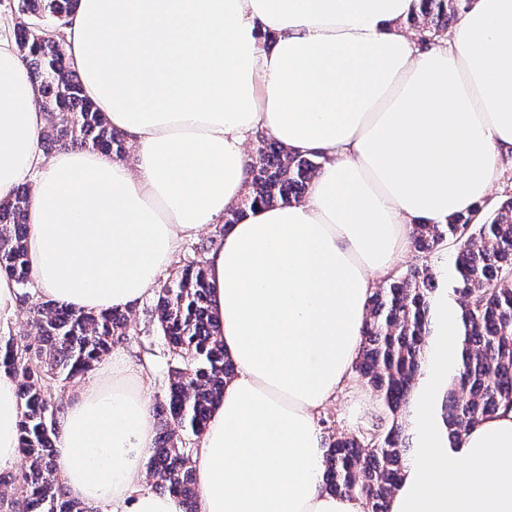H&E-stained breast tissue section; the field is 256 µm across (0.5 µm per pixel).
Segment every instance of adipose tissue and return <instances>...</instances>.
<instances>
[{"mask_svg": "<svg viewBox=\"0 0 512 512\" xmlns=\"http://www.w3.org/2000/svg\"><path fill=\"white\" fill-rule=\"evenodd\" d=\"M415 0H79L61 41L85 95L137 149L44 156L38 89L0 36V199L30 184L28 259L39 295L84 311L151 294L182 241L247 188L264 131L321 153L297 203L227 225L207 256L235 365L193 457L197 512H364L322 482L323 411L349 385L367 305L418 223L487 199L512 154V0H472L443 44L420 48ZM414 409L420 446L389 512H512V406L449 447L441 393L457 312L434 311ZM58 425L71 498L112 512H184L145 486L155 430L121 358ZM20 401L0 370V469L19 460Z\"/></svg>", "mask_w": 512, "mask_h": 512, "instance_id": "adipose-tissue-1", "label": "adipose tissue"}]
</instances>
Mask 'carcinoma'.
<instances>
[{"instance_id":"1","label":"carcinoma","mask_w":512,"mask_h":512,"mask_svg":"<svg viewBox=\"0 0 512 512\" xmlns=\"http://www.w3.org/2000/svg\"><path fill=\"white\" fill-rule=\"evenodd\" d=\"M408 25L422 45L447 38L469 0H417ZM78 0H17L13 38L38 84L46 123L45 152L76 147L126 156L125 135L110 126L83 94L80 76L62 48L61 32ZM319 156L288 149L256 135L248 192L224 216L235 224L258 206L300 201L319 168ZM29 186L0 200V270L12 276L19 302L28 305L34 332L0 343V367L18 382L20 468L0 471V512H99L68 498L58 476L56 428L62 381L87 373L92 364L133 332L130 313H86L49 301L31 302L27 261ZM488 203L445 224L413 225L414 248L430 256L453 248L452 292L461 299L460 357L448 378L442 420L456 445L472 427L502 405H512V197L485 213ZM439 292L429 266L397 275L375 289L368 302L359 357L363 383L378 402L371 424L353 434L324 436L323 480L339 495L363 500L365 512H388V501L413 453L408 407L427 366L433 332V302ZM154 311L172 358L160 402L163 420L147 474L155 488L191 503L196 497L195 448L183 433L200 437L212 409L224 396L234 364L224 355L220 324L211 311L207 269L194 261L178 268L155 293Z\"/></svg>"}]
</instances>
